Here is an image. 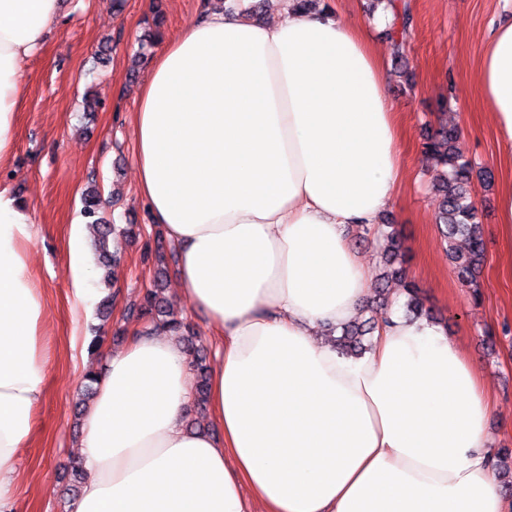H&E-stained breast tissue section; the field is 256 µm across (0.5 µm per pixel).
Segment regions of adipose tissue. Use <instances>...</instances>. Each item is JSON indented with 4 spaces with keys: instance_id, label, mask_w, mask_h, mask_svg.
<instances>
[{
    "instance_id": "ef3b65f1",
    "label": "adipose tissue",
    "mask_w": 512,
    "mask_h": 512,
    "mask_svg": "<svg viewBox=\"0 0 512 512\" xmlns=\"http://www.w3.org/2000/svg\"><path fill=\"white\" fill-rule=\"evenodd\" d=\"M252 22L207 0L155 53L131 115L136 187L178 254L177 291L216 345L210 429L190 430V356L168 329H132L105 356L81 419L87 478L71 512H512L492 474L493 398L438 325L388 315L370 348L326 331L370 280L348 242L379 223L403 178L388 74L334 12L275 0ZM59 0H0V166L15 146L20 74ZM475 80L512 160V21ZM31 215L0 187V512L44 399L46 304L32 282ZM83 220L67 267L76 312L97 274Z\"/></svg>"
}]
</instances>
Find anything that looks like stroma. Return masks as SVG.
<instances>
[{
    "label": "stroma",
    "instance_id": "35a3bbf8",
    "mask_svg": "<svg viewBox=\"0 0 512 512\" xmlns=\"http://www.w3.org/2000/svg\"><path fill=\"white\" fill-rule=\"evenodd\" d=\"M205 0H61L60 15L44 48L24 66V101L17 117L14 155L0 169V186L28 206L35 234L28 245L30 275L42 290L48 321L43 337L48 353L45 398L37 430L23 449L16 475L17 512H68L80 426L73 402L85 372L97 357L81 345L102 327L106 347L125 344L136 319L127 315L144 288L160 281L162 298L198 336L206 356L213 346L205 317L188 308L176 289V256L166 248L163 265L147 258L145 246L158 225L136 194L134 139L129 117L136 111V88L143 70H132L138 45L162 9L163 39L176 37L200 13ZM338 17L363 25L389 75L387 92L400 114L404 178L385 210V223L399 232L405 252L404 276L380 282L384 252L379 242H354L370 277L372 316L404 311L408 283H415L425 308L439 321L481 377L492 384L495 409L489 423L491 444L512 449V278L503 276L508 254L497 231V197L512 180V163L499 151L496 130L481 102L474 64L493 24L512 18L504 0H409L413 27L403 62L390 50L391 13L370 12V0H330ZM106 60H99V51ZM98 100L96 111L84 98ZM456 127L459 145L473 162L478 217L484 229L486 259L478 277L480 298L453 272L448 245L436 216L440 198L430 188L432 162L423 142L427 129ZM493 179L484 182L483 171ZM107 190L108 218L118 226L136 224L137 235L118 241L119 254L107 267L114 295L107 322L96 314L73 319L74 293L67 271L70 223L80 214V196L89 183Z\"/></svg>",
    "mask_w": 512,
    "mask_h": 512
}]
</instances>
